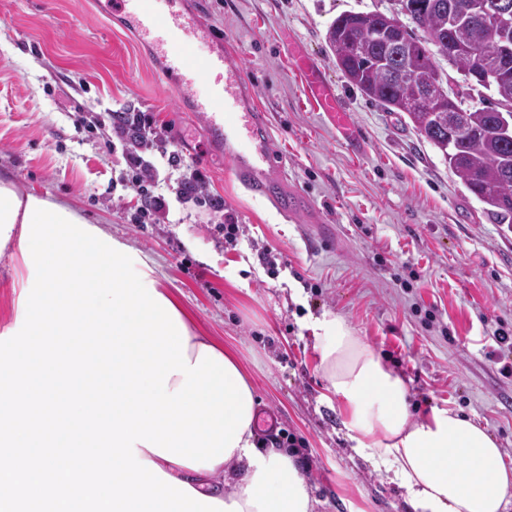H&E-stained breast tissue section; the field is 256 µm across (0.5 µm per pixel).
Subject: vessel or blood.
I'll return each instance as SVG.
<instances>
[{
    "label": "vessel or blood",
    "instance_id": "vessel-or-blood-1",
    "mask_svg": "<svg viewBox=\"0 0 512 512\" xmlns=\"http://www.w3.org/2000/svg\"><path fill=\"white\" fill-rule=\"evenodd\" d=\"M110 2L113 18L133 32L159 63L167 87L202 121L208 144L223 150L231 178L253 196L271 202L283 216L312 218V202L289 184L283 161L271 150L268 118L255 110L239 63L214 35L200 7H187L184 0ZM198 43L206 44L204 55L194 53ZM293 57L306 77L309 97L335 117L346 146L357 144L359 133L322 67L301 47H294ZM201 84L209 91L200 97L194 89Z\"/></svg>",
    "mask_w": 512,
    "mask_h": 512
}]
</instances>
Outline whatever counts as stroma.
Returning <instances> with one entry per match:
<instances>
[{
  "label": "stroma",
  "instance_id": "1",
  "mask_svg": "<svg viewBox=\"0 0 512 512\" xmlns=\"http://www.w3.org/2000/svg\"><path fill=\"white\" fill-rule=\"evenodd\" d=\"M235 53L288 180L317 209L292 223L233 183L200 120L182 111L133 33L98 0H0V177L21 193L76 210L150 259L202 335L237 356L276 418L270 440L297 446L315 512H411L384 467L358 455L339 406L323 395L308 320L332 311L407 383L414 416L447 407L486 427L512 464V231L449 170L405 114L352 86L326 40L346 11L389 13L394 0H202ZM305 48L336 87L361 140L339 143L335 122L304 94L292 59ZM115 112L166 124L165 151H143L169 204L163 224H135ZM183 163L170 167L166 151ZM209 178L225 213L176 196L191 169ZM239 229L224 238V216ZM335 234L325 237V227ZM0 255V332L14 322L23 273Z\"/></svg>",
  "mask_w": 512,
  "mask_h": 512
}]
</instances>
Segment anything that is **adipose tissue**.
<instances>
[{
    "label": "adipose tissue",
    "instance_id": "adipose-tissue-1",
    "mask_svg": "<svg viewBox=\"0 0 512 512\" xmlns=\"http://www.w3.org/2000/svg\"><path fill=\"white\" fill-rule=\"evenodd\" d=\"M28 203L0 180V250L21 235ZM310 328L327 391L340 406L355 451L369 453L391 473L413 512H512V468L484 426L442 407L412 419L405 380L341 315L323 313ZM139 457L243 512L313 510L295 450L267 446L251 426L228 459L210 469L173 463L144 447Z\"/></svg>",
    "mask_w": 512,
    "mask_h": 512
}]
</instances>
